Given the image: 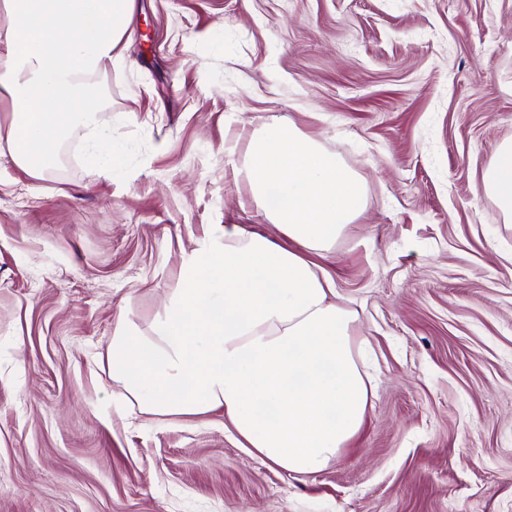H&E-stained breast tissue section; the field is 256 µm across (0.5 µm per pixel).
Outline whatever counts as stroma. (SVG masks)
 Returning a JSON list of instances; mask_svg holds the SVG:
<instances>
[{
    "mask_svg": "<svg viewBox=\"0 0 512 512\" xmlns=\"http://www.w3.org/2000/svg\"><path fill=\"white\" fill-rule=\"evenodd\" d=\"M124 57L44 174L0 154V512H512V223L481 186L512 0H138ZM284 118L365 186L324 266L371 407L311 475L220 409L118 416L107 362L123 298L148 330L210 225L271 232L245 147Z\"/></svg>",
    "mask_w": 512,
    "mask_h": 512,
    "instance_id": "stroma-1",
    "label": "stroma"
}]
</instances>
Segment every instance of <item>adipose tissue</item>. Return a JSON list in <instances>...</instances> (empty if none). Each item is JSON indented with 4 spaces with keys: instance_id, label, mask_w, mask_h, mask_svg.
I'll return each mask as SVG.
<instances>
[{
    "instance_id": "ef3b65f1",
    "label": "adipose tissue",
    "mask_w": 512,
    "mask_h": 512,
    "mask_svg": "<svg viewBox=\"0 0 512 512\" xmlns=\"http://www.w3.org/2000/svg\"><path fill=\"white\" fill-rule=\"evenodd\" d=\"M136 0H0V95L12 161L43 173L62 133L101 123L78 98L85 77L123 58ZM252 198L273 227L211 225L185 257L148 331L121 317L108 360L139 412L171 419L223 409L257 457L297 474L323 471L362 427L369 392L357 364L366 341L318 264L354 224L364 199L355 173L290 123L246 150ZM512 223V140L482 175Z\"/></svg>"
}]
</instances>
